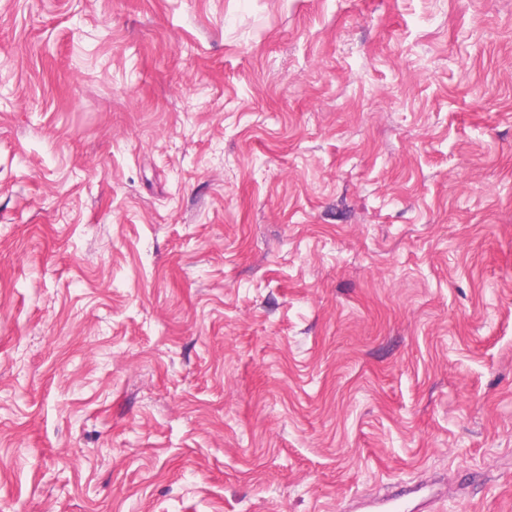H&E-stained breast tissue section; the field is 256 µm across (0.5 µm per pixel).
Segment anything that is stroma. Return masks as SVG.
Masks as SVG:
<instances>
[{
    "mask_svg": "<svg viewBox=\"0 0 512 512\" xmlns=\"http://www.w3.org/2000/svg\"><path fill=\"white\" fill-rule=\"evenodd\" d=\"M512 512V0H0V512Z\"/></svg>",
    "mask_w": 512,
    "mask_h": 512,
    "instance_id": "stroma-1",
    "label": "stroma"
}]
</instances>
